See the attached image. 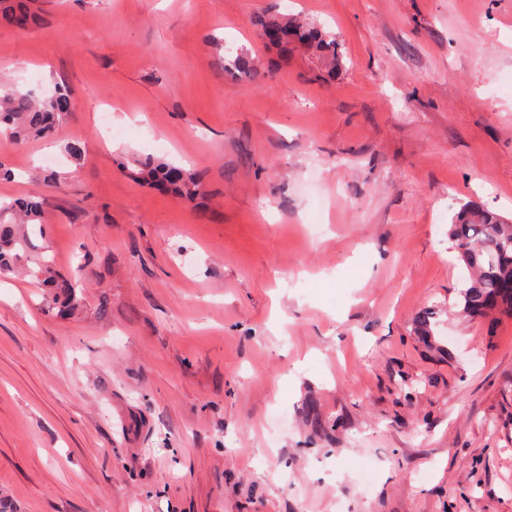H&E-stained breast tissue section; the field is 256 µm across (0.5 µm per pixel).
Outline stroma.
I'll return each mask as SVG.
<instances>
[{
	"label": "stroma",
	"mask_w": 512,
	"mask_h": 512,
	"mask_svg": "<svg viewBox=\"0 0 512 512\" xmlns=\"http://www.w3.org/2000/svg\"><path fill=\"white\" fill-rule=\"evenodd\" d=\"M38 6L0 23V84L65 87L71 110L0 149V201L39 198L30 255L77 303L54 317L39 282H0V498L512 512V319L458 315L448 248L464 204L512 219V0ZM275 13L335 34L341 67L269 44ZM241 52L256 74L235 80ZM143 157L204 195L133 181L120 163Z\"/></svg>",
	"instance_id": "obj_1"
}]
</instances>
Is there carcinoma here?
<instances>
[{
  "label": "carcinoma",
  "mask_w": 512,
  "mask_h": 512,
  "mask_svg": "<svg viewBox=\"0 0 512 512\" xmlns=\"http://www.w3.org/2000/svg\"><path fill=\"white\" fill-rule=\"evenodd\" d=\"M34 0H0V17L21 30L36 23L30 4ZM262 31H288L304 47L315 51L330 71L341 64L336 37L323 28L297 19L268 15L261 20ZM233 77H251L252 60L240 53L224 65ZM70 97L60 89L51 96L38 97L32 92H7L0 95V136L3 147H16L28 139L51 138L67 122ZM128 174L137 182H150L186 203L204 194L202 175L171 163L148 159L135 163ZM40 205L36 202L0 205V277L22 270L50 289L54 314L63 316L76 302L74 285L58 278L49 262L36 266L25 264L29 224L38 223ZM453 251L470 272V279L460 291L462 313L471 318L493 314L512 315V222L483 207L463 206L448 227Z\"/></svg>",
  "instance_id": "cac0c4a2"
}]
</instances>
